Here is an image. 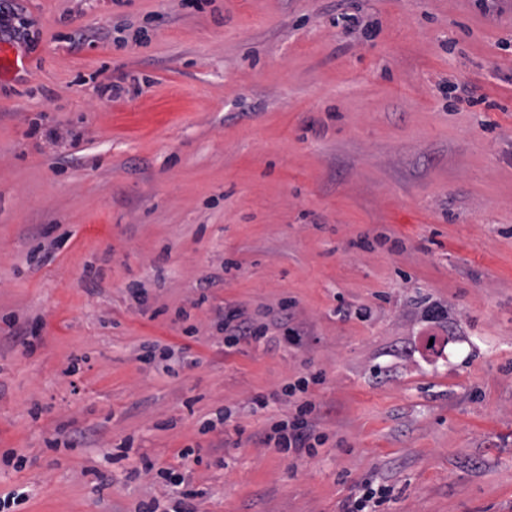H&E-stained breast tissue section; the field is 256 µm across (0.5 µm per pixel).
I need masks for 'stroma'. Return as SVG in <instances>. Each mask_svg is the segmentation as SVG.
Segmentation results:
<instances>
[{"label":"stroma","instance_id":"obj_1","mask_svg":"<svg viewBox=\"0 0 512 512\" xmlns=\"http://www.w3.org/2000/svg\"><path fill=\"white\" fill-rule=\"evenodd\" d=\"M0 496L16 512H512V0H0ZM117 86L114 94L103 85ZM468 86L478 104L461 99ZM147 290L136 303L125 287ZM206 303H198L199 295ZM445 321H427V305ZM304 331L224 347V308ZM40 322L30 346L16 326ZM183 349L178 372L139 358ZM316 377L322 436L255 395ZM230 411L203 434L202 421ZM89 433L70 448L73 431ZM309 384L306 377H300L294 383H289L281 393L257 395L253 398L255 410H265L272 404L286 402V398L288 403L293 401L295 413L292 418L272 422L264 435L265 443H273L276 450L287 457L312 455L315 443L318 442L319 435L316 434L317 425L314 421L316 405L305 397Z\"/></svg>","mask_w":512,"mask_h":512}]
</instances>
